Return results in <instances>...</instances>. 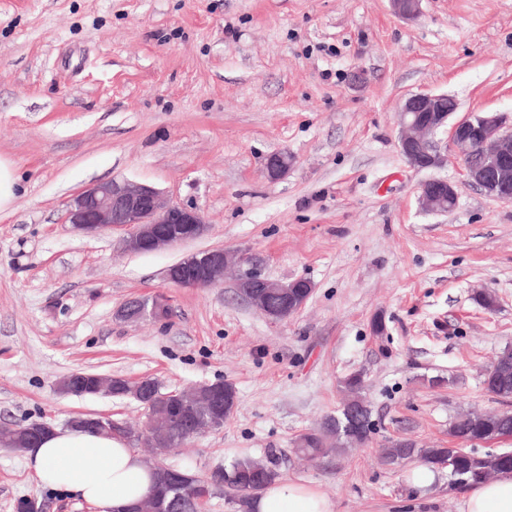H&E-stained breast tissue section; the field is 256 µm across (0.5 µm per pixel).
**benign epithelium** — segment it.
Returning a JSON list of instances; mask_svg holds the SVG:
<instances>
[{
  "label": "benign epithelium",
  "instance_id": "benign-epithelium-1",
  "mask_svg": "<svg viewBox=\"0 0 512 512\" xmlns=\"http://www.w3.org/2000/svg\"><path fill=\"white\" fill-rule=\"evenodd\" d=\"M394 12L404 20L420 14L421 0H390ZM457 112L455 100L445 93H415L408 96L398 112V146L408 162L419 170L437 169L448 160L453 148L471 183L486 195L503 202L512 201V125L497 113H470L453 125L449 117ZM451 128V146L436 139L438 132ZM294 158L286 152L267 156L264 167L276 181L288 173ZM419 203L429 213H446L457 203L454 185L443 178H429L419 187ZM65 223L86 237L101 236L114 227H126L123 248L132 253H151L185 244L204 236L209 224L203 213L167 200L155 188L127 180L97 182L66 202ZM235 270V287L256 310L273 322H284L298 313L314 291L306 277L283 281L267 278L255 255L222 248L192 253L167 270V279L178 288H213L224 283ZM167 296L161 292L125 304L119 310L124 320L150 319L166 323L170 314ZM131 390L142 402L176 399L192 414L198 407L187 390L162 391L156 383L141 378ZM69 426H88L98 432L134 439L127 424L98 414L72 417Z\"/></svg>",
  "mask_w": 512,
  "mask_h": 512
}]
</instances>
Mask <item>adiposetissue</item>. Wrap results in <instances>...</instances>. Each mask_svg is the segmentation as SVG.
<instances>
[{"label": "adipose tissue", "mask_w": 512, "mask_h": 512, "mask_svg": "<svg viewBox=\"0 0 512 512\" xmlns=\"http://www.w3.org/2000/svg\"><path fill=\"white\" fill-rule=\"evenodd\" d=\"M38 482L80 496L98 512H116L154 488L142 457L117 437L79 428L55 429L25 453ZM253 512H334V504L311 487L278 480L260 491ZM460 512H512V473L475 485L461 499Z\"/></svg>", "instance_id": "obj_1"}]
</instances>
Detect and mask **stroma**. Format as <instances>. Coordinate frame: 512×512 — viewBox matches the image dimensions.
<instances>
[{"label": "stroma", "mask_w": 512, "mask_h": 512, "mask_svg": "<svg viewBox=\"0 0 512 512\" xmlns=\"http://www.w3.org/2000/svg\"><path fill=\"white\" fill-rule=\"evenodd\" d=\"M417 92L452 96L460 118L512 121V0H422L411 22L389 0H0V156L20 177L0 212V424L61 428L94 413L144 425L133 399L60 393L76 371L166 391L226 380L234 415L166 465L203 476L270 456L335 512H459L447 470L419 488L415 461L386 465L381 450L448 448L458 413H512V398L483 384L512 347V203L486 196L452 156L436 174L456 208L420 209L428 174L400 153L396 120ZM279 151L295 163L272 181L264 160ZM112 178L200 209L209 232L141 254L122 251L121 227L73 232L66 201ZM215 247L250 250L267 277L304 276L314 291L274 324L232 280L167 283L171 265ZM482 290L494 309L479 305ZM159 291L167 324L117 318ZM354 373L368 441L298 459L294 440L337 414ZM26 498L96 512L0 447V512Z\"/></svg>", "instance_id": "obj_1"}]
</instances>
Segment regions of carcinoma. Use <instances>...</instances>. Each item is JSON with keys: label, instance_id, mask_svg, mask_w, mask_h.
<instances>
[{"label": "carcinoma", "instance_id": "1", "mask_svg": "<svg viewBox=\"0 0 512 512\" xmlns=\"http://www.w3.org/2000/svg\"><path fill=\"white\" fill-rule=\"evenodd\" d=\"M484 383L489 389L504 399L512 398V370L507 375L490 371L485 374ZM344 389L352 402L363 401V377L354 374L344 380ZM189 414L178 404L170 405L166 410L147 417L150 442H162L169 437L185 431ZM369 420H363L359 426L349 431L336 429H316L300 435L295 441V451L303 457L315 459L329 453L342 452L363 442L364 434L371 431ZM450 435L464 442L492 440L512 435V420L502 418L500 414H487L470 411L454 418L450 426ZM41 439L40 431L29 426L0 428V446L15 451H23ZM414 456L439 468L448 469L450 484L465 482L477 485L504 471H512V456L479 454L466 448H408L402 441L391 443L383 450L382 459L389 465L399 464ZM150 466L157 471L159 480L151 494L153 499H172L177 490L163 476L167 466L155 461ZM232 476L223 486L234 494L241 512H251L250 503L267 484L279 478L275 464L251 456L239 457L229 465L218 466L212 470L215 477ZM206 499L185 493L177 503L178 512H204Z\"/></svg>", "mask_w": 512, "mask_h": 512}]
</instances>
